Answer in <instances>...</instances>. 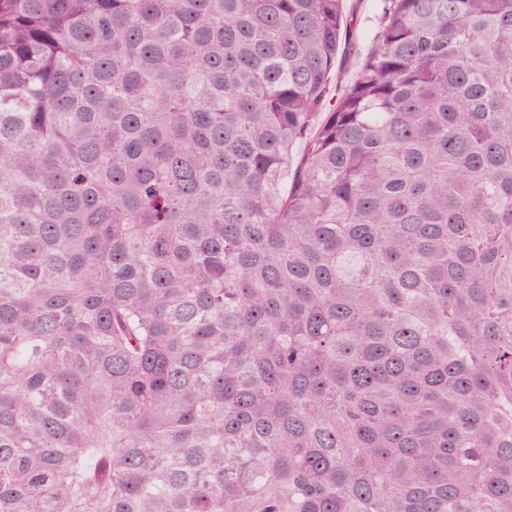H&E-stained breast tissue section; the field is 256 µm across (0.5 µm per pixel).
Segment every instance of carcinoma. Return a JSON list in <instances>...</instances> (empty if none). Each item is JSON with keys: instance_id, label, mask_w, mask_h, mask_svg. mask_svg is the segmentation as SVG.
I'll return each mask as SVG.
<instances>
[{"instance_id": "carcinoma-1", "label": "carcinoma", "mask_w": 512, "mask_h": 512, "mask_svg": "<svg viewBox=\"0 0 512 512\" xmlns=\"http://www.w3.org/2000/svg\"><path fill=\"white\" fill-rule=\"evenodd\" d=\"M344 4L0 0V512H512V0ZM348 0L346 2L347 29L350 35L354 54L347 55L345 65L350 72L355 70L356 60L370 47L376 27V0Z\"/></svg>"}]
</instances>
